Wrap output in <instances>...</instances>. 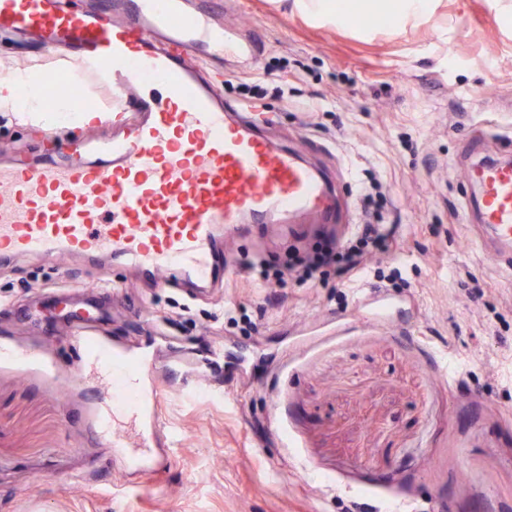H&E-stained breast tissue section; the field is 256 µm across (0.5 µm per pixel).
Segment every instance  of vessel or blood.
Here are the masks:
<instances>
[{"label":"vessel or blood","mask_w":512,"mask_h":512,"mask_svg":"<svg viewBox=\"0 0 512 512\" xmlns=\"http://www.w3.org/2000/svg\"><path fill=\"white\" fill-rule=\"evenodd\" d=\"M121 9L116 19L110 0L82 13L63 0H0V34L31 35L47 54L75 57L84 77L111 90L116 111L131 115L124 137L91 148L65 143L68 153L90 152L82 163L0 158V260L112 257L153 274L175 269L209 288L236 271L218 264V235L249 223L341 222L326 177L266 139L255 117L227 109L220 86L190 61L251 57L254 44L229 32L207 4L123 0ZM469 183L495 253L511 254L512 164L480 166ZM69 316L85 330L76 342L104 391L99 428L116 448L136 440L142 452L132 469L157 471L160 379L181 363L110 354L87 333L90 310Z\"/></svg>","instance_id":"obj_1"}]
</instances>
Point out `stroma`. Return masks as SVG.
Listing matches in <instances>:
<instances>
[{
    "label": "stroma",
    "mask_w": 512,
    "mask_h": 512,
    "mask_svg": "<svg viewBox=\"0 0 512 512\" xmlns=\"http://www.w3.org/2000/svg\"><path fill=\"white\" fill-rule=\"evenodd\" d=\"M512 0H436L397 30L319 24L272 0H228L227 26L260 46L225 62L224 96L269 90L278 144L334 180L363 223L381 184L395 225L383 277L327 270L316 282L197 290L122 261L15 257L0 264V512H512V258L493 257L469 205L467 167L512 161ZM74 78L33 44L0 45V76ZM291 75L292 97L271 89ZM498 140L471 152V128ZM106 120L46 132L0 109V153L40 160ZM351 231L262 224L216 245L241 264L288 266ZM116 293H109V286ZM394 308L368 321L358 289ZM93 295L95 334L134 356H207L213 390L173 378L161 425L176 444L159 476L124 474L129 451L99 433L95 380L55 297Z\"/></svg>",
    "instance_id": "stroma-1"
}]
</instances>
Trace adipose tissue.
Here are the masks:
<instances>
[{
    "instance_id": "1",
    "label": "adipose tissue",
    "mask_w": 512,
    "mask_h": 512,
    "mask_svg": "<svg viewBox=\"0 0 512 512\" xmlns=\"http://www.w3.org/2000/svg\"><path fill=\"white\" fill-rule=\"evenodd\" d=\"M434 0H295L304 12L332 24L348 21L354 12L372 18L385 29L401 28L408 20H420L432 9Z\"/></svg>"
}]
</instances>
